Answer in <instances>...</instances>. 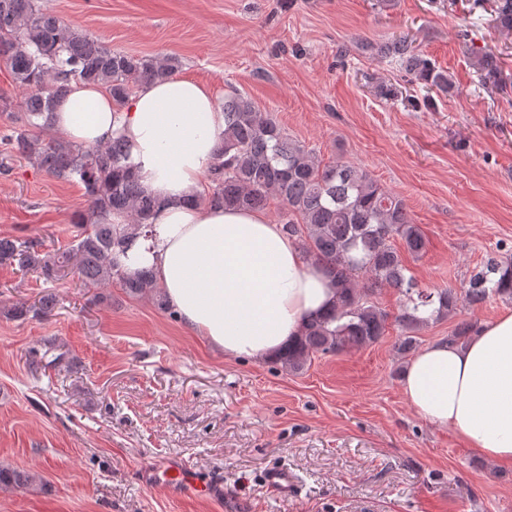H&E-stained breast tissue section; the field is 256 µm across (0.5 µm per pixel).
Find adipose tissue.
Listing matches in <instances>:
<instances>
[{
    "mask_svg": "<svg viewBox=\"0 0 512 512\" xmlns=\"http://www.w3.org/2000/svg\"><path fill=\"white\" fill-rule=\"evenodd\" d=\"M51 122L57 137L78 147L124 139L127 165L161 202L152 235L135 241L127 270L151 268L184 326L225 355L274 356L300 335L307 316L333 304L330 278L303 259L280 224L260 211L196 203L224 141V112L207 86L155 81L119 107L101 85L74 82ZM402 392L428 422L512 467V310L466 342L426 345L406 366Z\"/></svg>",
    "mask_w": 512,
    "mask_h": 512,
    "instance_id": "obj_1",
    "label": "adipose tissue"
}]
</instances>
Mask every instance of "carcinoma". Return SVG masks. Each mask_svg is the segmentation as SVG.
<instances>
[{"label": "carcinoma", "mask_w": 512, "mask_h": 512, "mask_svg": "<svg viewBox=\"0 0 512 512\" xmlns=\"http://www.w3.org/2000/svg\"><path fill=\"white\" fill-rule=\"evenodd\" d=\"M489 4L496 28L512 35V0H474L473 8ZM362 49L388 57L416 80L442 92L453 89V80L432 61L414 52L405 39L380 44L366 42ZM0 60L5 61L22 88L24 118L0 138L11 151L28 159L55 179L83 186L88 210L114 224H75L74 244L50 253L37 240L0 238V265L36 272L54 281L74 268L85 284L107 288L120 282L130 296L150 295L158 308L169 310L152 271L143 268L130 275L122 257L134 239L149 238L151 219L160 203L138 184L125 163L127 148L117 136L112 142L77 148L59 139L43 141L34 130L50 125L56 101L73 81L100 84L123 105L144 83L173 77L177 58H143L112 50L87 33L71 28L47 5L35 0H0ZM473 66L487 87L507 98L512 83L503 78L499 59L492 53L475 56ZM224 142L208 170L213 191L198 201L208 205L263 210L272 199L282 203L280 223L303 256L334 281L336 304L326 313L310 317L301 336L288 342L275 362L298 373L320 353L336 354L373 345L385 336L389 313L371 300L374 289H396L406 302L395 321L401 327L395 345L406 355L418 345L415 332L434 319L456 314L459 306L479 307L498 297L512 301V255L487 256L476 266L461 289L452 286L424 288L406 275L402 253L421 257L427 241L413 223L405 201L385 190L364 168L338 160L324 165L314 149L288 138L271 114L262 112L246 95L224 98ZM57 305L44 295L37 302L21 303L7 310L12 318L49 316ZM433 306L428 317L420 309ZM477 323L460 321L448 340L464 342ZM67 352L54 341L31 355L33 369L58 366ZM37 475L0 467V484L28 488Z\"/></svg>", "instance_id": "1"}]
</instances>
